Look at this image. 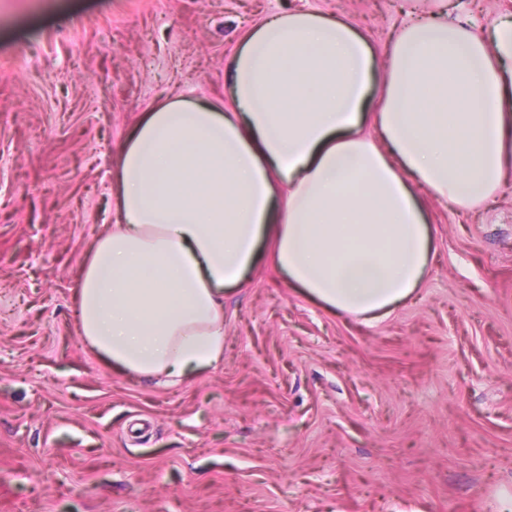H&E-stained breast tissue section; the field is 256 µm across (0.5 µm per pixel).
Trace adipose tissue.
<instances>
[{
  "label": "adipose tissue",
  "instance_id": "obj_1",
  "mask_svg": "<svg viewBox=\"0 0 512 512\" xmlns=\"http://www.w3.org/2000/svg\"><path fill=\"white\" fill-rule=\"evenodd\" d=\"M435 4L379 52L347 21L270 16L230 61L228 105L146 112L117 162L120 225L81 267L84 342L149 378L216 365L224 295L265 260L351 317L412 295L433 239L418 188L468 208L512 170V21L488 40Z\"/></svg>",
  "mask_w": 512,
  "mask_h": 512
}]
</instances>
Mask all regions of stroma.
<instances>
[{"label": "stroma", "instance_id": "35a3bbf8", "mask_svg": "<svg viewBox=\"0 0 512 512\" xmlns=\"http://www.w3.org/2000/svg\"><path fill=\"white\" fill-rule=\"evenodd\" d=\"M412 0H0V512H496L512 494V175L466 209L420 191L431 273L373 324L262 262L224 358L170 385L78 333L116 224L119 149L168 95L225 101L243 31L317 10L375 49ZM512 0H448L490 34Z\"/></svg>", "mask_w": 512, "mask_h": 512}]
</instances>
